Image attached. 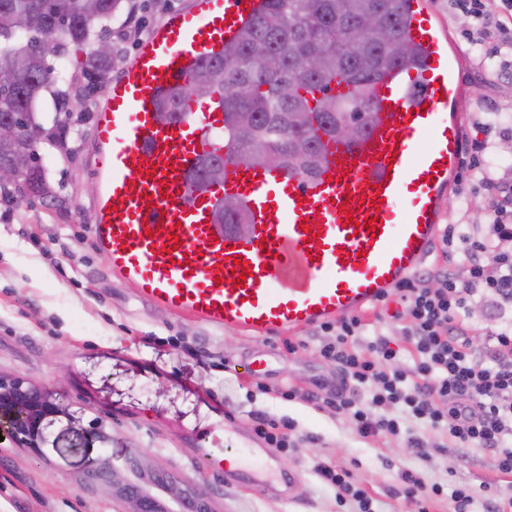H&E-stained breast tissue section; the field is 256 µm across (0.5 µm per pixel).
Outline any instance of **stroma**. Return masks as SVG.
Returning a JSON list of instances; mask_svg holds the SVG:
<instances>
[{
    "instance_id": "obj_1",
    "label": "stroma",
    "mask_w": 512,
    "mask_h": 512,
    "mask_svg": "<svg viewBox=\"0 0 512 512\" xmlns=\"http://www.w3.org/2000/svg\"><path fill=\"white\" fill-rule=\"evenodd\" d=\"M431 2L461 56L463 87L455 111L464 194L448 197L443 221L476 224L487 195L469 168L471 146L486 141L496 155L512 144V68L501 73L480 64L461 35L467 18L451 13L448 0ZM192 5L125 0L112 25V70L89 105L79 97L84 50L70 48L53 61L70 78L71 109L79 120L63 133L64 147H37L55 199L0 203V375L45 387L77 420L56 421V444L40 459L0 445V512H126L107 490L83 480L86 461L100 450L81 447V436L97 420L112 434L115 465L145 453L160 468L206 486L217 512H356L354 502H340L336 487L317 474L321 463L349 470L376 512H407L396 493L404 469L424 484L443 485L445 496L429 502V512H452L450 493L458 485L471 492V512H485L492 498L511 500L512 474L498 471L491 454L459 450L445 432L422 422L409 423L425 442L419 450L396 438L361 437L333 405L340 372L319 352V327L255 339L155 305L113 273L94 235L97 110L151 32ZM401 310L392 294L363 312L356 343L363 347L384 335L404 368L411 359ZM257 360L265 369L255 376L249 366ZM263 416L293 422L304 437L296 448H266L292 484L236 482L208 462L212 455L262 447L255 428Z\"/></svg>"
}]
</instances>
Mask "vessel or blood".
<instances>
[{"mask_svg": "<svg viewBox=\"0 0 512 512\" xmlns=\"http://www.w3.org/2000/svg\"><path fill=\"white\" fill-rule=\"evenodd\" d=\"M260 7L261 0H196L155 29L125 68L97 118L95 234L114 272L145 299L265 339L359 313L425 262L457 183L453 108L462 87L428 0H411L406 37L420 62L376 82L366 134L326 142L319 176L231 165L223 187L192 184L200 155L222 130V110L189 97L181 117L164 125L159 98L186 86ZM227 191L241 197L248 235L214 222ZM402 198L406 206L395 211ZM227 471L241 481L278 477L273 464L250 469L233 456Z\"/></svg>", "mask_w": 512, "mask_h": 512, "instance_id": "1", "label": "vessel or blood"}]
</instances>
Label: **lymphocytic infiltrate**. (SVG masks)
Returning a JSON list of instances; mask_svg holds the SVG:
<instances>
[{"label": "lymphocytic infiltrate", "instance_id": "f902f5d3", "mask_svg": "<svg viewBox=\"0 0 512 512\" xmlns=\"http://www.w3.org/2000/svg\"><path fill=\"white\" fill-rule=\"evenodd\" d=\"M470 18L466 40L486 59H512V0H453ZM489 197L481 224H449L442 240L463 253L464 274L454 268H421L396 287L413 364L396 368L386 339L369 343L366 353L350 349L361 329L359 317L324 323L331 341L321 354L335 362L352 391L337 397L338 412L350 417L366 438L399 437L409 447L419 438L406 427L413 418L449 432L455 445L491 452L500 470L512 471V323L488 324L473 346L467 321L479 298L493 299L498 311L512 309V175L475 163ZM370 394L361 400L360 391Z\"/></svg>", "mask_w": 512, "mask_h": 512}]
</instances>
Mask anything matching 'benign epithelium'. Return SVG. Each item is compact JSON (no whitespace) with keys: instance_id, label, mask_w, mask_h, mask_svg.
Returning a JSON list of instances; mask_svg holds the SVG:
<instances>
[{"instance_id":"7a95c632","label":"benign epithelium","mask_w":512,"mask_h":512,"mask_svg":"<svg viewBox=\"0 0 512 512\" xmlns=\"http://www.w3.org/2000/svg\"><path fill=\"white\" fill-rule=\"evenodd\" d=\"M59 418L75 421L70 407L46 389L22 378L0 377V435L4 440L38 452L49 444V428ZM82 440L85 446L96 444L103 449L97 458L87 461L85 480L108 488L112 498L128 505V512H216L206 489L179 484L144 453L116 467L105 452L112 434L104 422H96Z\"/></svg>"}]
</instances>
